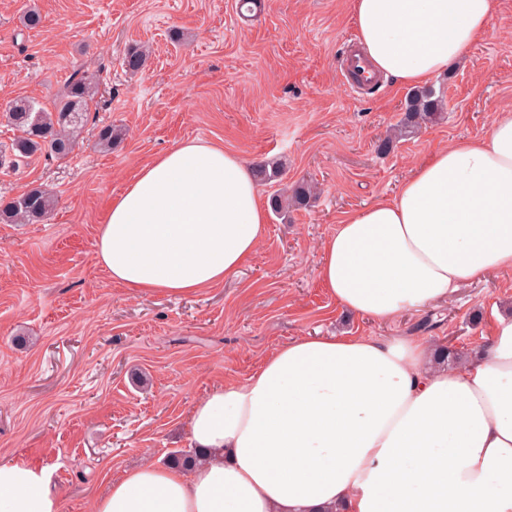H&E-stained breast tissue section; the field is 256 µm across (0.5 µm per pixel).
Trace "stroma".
I'll return each mask as SVG.
<instances>
[{
    "label": "stroma",
    "instance_id": "35a3bbf8",
    "mask_svg": "<svg viewBox=\"0 0 512 512\" xmlns=\"http://www.w3.org/2000/svg\"><path fill=\"white\" fill-rule=\"evenodd\" d=\"M31 7L42 16L32 30L20 20ZM355 29L352 0H262L245 16L239 0H0V149L14 137L8 103L52 107L79 68L100 83L72 154L0 170V203L34 187L55 198L43 223H0V461L48 466L60 512H92L112 478L190 452L196 401L297 337L416 334L471 351L493 314L512 315V273L388 325L337 309L318 279V244L346 213L393 195L435 150L485 136L512 103V0H498L486 32L433 82L442 120L379 152L409 90L385 79L349 92L337 60ZM134 44L152 54L132 75L122 59ZM111 124L125 135L105 151L97 133ZM193 139L252 165L280 161L283 183L318 196L270 215L222 284L182 298L112 283L95 240L113 196Z\"/></svg>",
    "mask_w": 512,
    "mask_h": 512
}]
</instances>
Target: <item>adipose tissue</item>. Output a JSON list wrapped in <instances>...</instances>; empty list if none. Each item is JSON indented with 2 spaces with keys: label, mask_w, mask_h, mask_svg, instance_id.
<instances>
[{
  "label": "adipose tissue",
  "mask_w": 512,
  "mask_h": 512,
  "mask_svg": "<svg viewBox=\"0 0 512 512\" xmlns=\"http://www.w3.org/2000/svg\"><path fill=\"white\" fill-rule=\"evenodd\" d=\"M496 0H353L372 69L429 84L482 35ZM268 210L253 169L190 140L113 197L95 241L113 283L187 296L234 276ZM337 305L387 324L462 285L512 271V105L485 137L435 151L392 197L319 243ZM427 336H301L194 405L203 461L148 462L94 512H512V318L445 364ZM46 466L0 462V512H59Z\"/></svg>",
  "instance_id": "1"
}]
</instances>
